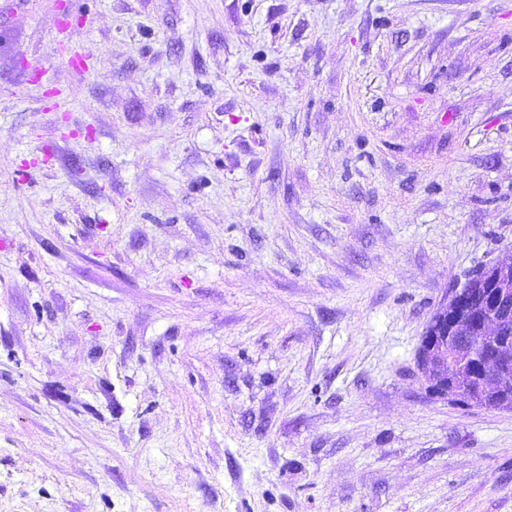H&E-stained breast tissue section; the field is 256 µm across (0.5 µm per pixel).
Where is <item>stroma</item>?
<instances>
[{
  "instance_id": "1",
  "label": "stroma",
  "mask_w": 512,
  "mask_h": 512,
  "mask_svg": "<svg viewBox=\"0 0 512 512\" xmlns=\"http://www.w3.org/2000/svg\"><path fill=\"white\" fill-rule=\"evenodd\" d=\"M506 251L512 0H0V512H512ZM499 261L495 288H489L495 264L463 287L469 288V296L484 288L485 301L465 306L462 288L433 315L421 336L417 364L440 397L470 404L498 399L489 410L512 411V402L502 399L512 388V336H507L512 319V253ZM477 367L490 370L477 375Z\"/></svg>"
}]
</instances>
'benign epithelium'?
<instances>
[{"mask_svg": "<svg viewBox=\"0 0 512 512\" xmlns=\"http://www.w3.org/2000/svg\"><path fill=\"white\" fill-rule=\"evenodd\" d=\"M494 288L483 289L484 301L465 306V292L452 293L421 336L417 364L439 396L470 404L497 402L512 387V253L500 258Z\"/></svg>", "mask_w": 512, "mask_h": 512, "instance_id": "benign-epithelium-1", "label": "benign epithelium"}]
</instances>
